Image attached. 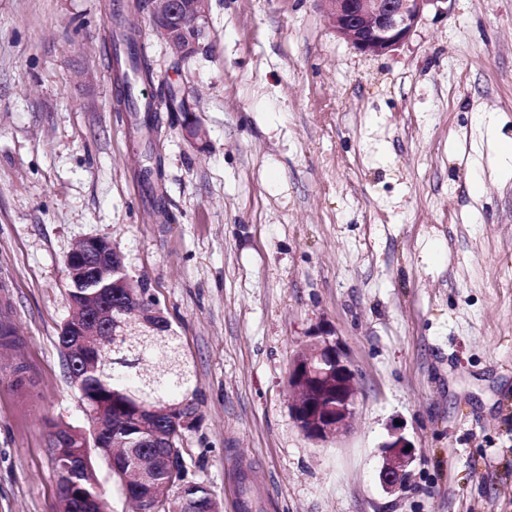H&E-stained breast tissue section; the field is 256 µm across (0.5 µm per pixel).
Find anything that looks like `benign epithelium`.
<instances>
[{
	"label": "benign epithelium",
	"instance_id": "obj_1",
	"mask_svg": "<svg viewBox=\"0 0 512 512\" xmlns=\"http://www.w3.org/2000/svg\"><path fill=\"white\" fill-rule=\"evenodd\" d=\"M336 36L350 42L367 56H382L407 41L425 12H446L448 0H322ZM208 11V0H151V15L157 35L182 59L190 58L197 47V32ZM68 278L93 277L102 282L106 275L118 276L107 283L105 298L112 300V285L130 287L123 262L114 245L104 237H89L74 248L65 260ZM144 315H160L152 295L142 290L129 292V302L116 314L101 321L95 308L82 321H66L64 336H81L85 347L88 337L100 336L111 325L131 323L127 309ZM291 410L303 435L325 442L350 431L356 415L357 376L338 340L316 335L290 359L287 377ZM172 421L185 431L198 424L200 411L185 401L168 410ZM399 436L381 448L382 487L394 491L402 486L407 469L415 458V449Z\"/></svg>",
	"mask_w": 512,
	"mask_h": 512
}]
</instances>
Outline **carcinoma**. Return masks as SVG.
Wrapping results in <instances>:
<instances>
[{"label":"carcinoma","instance_id":"carcinoma-1","mask_svg":"<svg viewBox=\"0 0 512 512\" xmlns=\"http://www.w3.org/2000/svg\"><path fill=\"white\" fill-rule=\"evenodd\" d=\"M126 46V58L116 57L115 71L126 91V101H132V85L129 75L144 82L152 81V71L144 47L136 36L119 31ZM101 285L94 281L75 279L70 281L67 295L71 303H82L96 293ZM155 326L148 334L139 329V324L126 329L117 328L112 336H104L102 348L77 355L73 359L78 373L79 390L95 403L104 417L112 419V438L137 444L142 456L128 460L132 471L150 464L159 450L154 448V436L141 430L137 416L140 406L133 400L138 396L145 403L160 407L166 403L195 399L193 373L188 358L178 337L168 332L171 328L166 317L151 320ZM14 384L19 389L34 385L35 380L26 361L12 368ZM162 432L167 435V446L174 450V459L153 471L147 486L137 483L127 485L129 495L150 492L156 512H172L176 505L178 484L187 486L186 493L193 499H201L208 512H222V505L204 485L188 478L193 460L184 457L181 448L184 435L173 421H168ZM63 435L78 451L74 463L82 471V480L77 483H58L59 512H98L101 500L100 485L93 476L92 449H102V444L89 427H64Z\"/></svg>","mask_w":512,"mask_h":512}]
</instances>
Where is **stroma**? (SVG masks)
Instances as JSON below:
<instances>
[{"mask_svg": "<svg viewBox=\"0 0 512 512\" xmlns=\"http://www.w3.org/2000/svg\"><path fill=\"white\" fill-rule=\"evenodd\" d=\"M127 2L0 0V305L35 378L17 390L0 349V512L57 510L51 433L84 423L65 260L95 236L191 361L183 448L224 512L239 466L257 512H512V0H453L380 57L322 0H209L185 60L129 12L148 129L115 78ZM317 330L358 377L330 442L303 436L286 386ZM396 433L416 459L388 492Z\"/></svg>", "mask_w": 512, "mask_h": 512, "instance_id": "35a3bbf8", "label": "stroma"}]
</instances>
